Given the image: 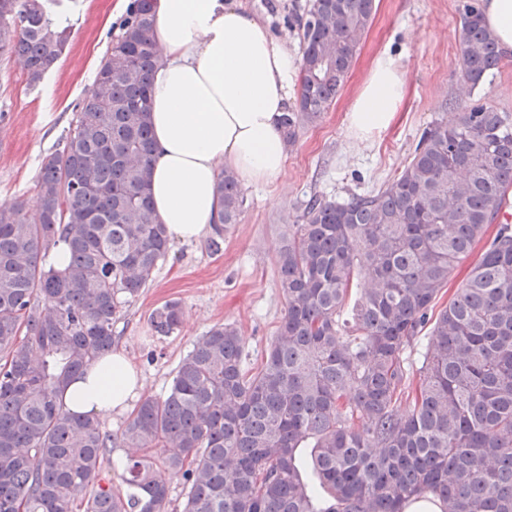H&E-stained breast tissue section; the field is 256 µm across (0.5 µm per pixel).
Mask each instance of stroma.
<instances>
[{
  "mask_svg": "<svg viewBox=\"0 0 512 512\" xmlns=\"http://www.w3.org/2000/svg\"><path fill=\"white\" fill-rule=\"evenodd\" d=\"M308 2L242 0L293 47L299 44L294 16ZM459 2L376 0L372 23L336 102L302 131L277 179L244 188L241 221L225 234L222 252L210 254L202 242H172L149 288L113 327L114 345L140 371L145 395L162 394L197 338L218 323L239 326L247 367L259 365L285 308L276 272L281 234L286 225L297 223L310 195L344 201L379 190L400 174L428 125L473 102L512 113V51L483 86L469 94L460 89ZM115 3L80 0L70 16L69 47L39 90L27 89L19 61L0 59V203L33 200L41 160L68 133L74 107L87 96L106 53L109 31L123 18ZM384 52L398 57L403 66L404 103L392 125L372 142H352L346 109L371 61ZM171 299L182 303V325L174 336L160 338L153 334L148 315Z\"/></svg>",
  "mask_w": 512,
  "mask_h": 512,
  "instance_id": "stroma-1",
  "label": "stroma"
}]
</instances>
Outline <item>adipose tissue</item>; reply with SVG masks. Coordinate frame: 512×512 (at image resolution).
Returning a JSON list of instances; mask_svg holds the SVG:
<instances>
[{
  "mask_svg": "<svg viewBox=\"0 0 512 512\" xmlns=\"http://www.w3.org/2000/svg\"><path fill=\"white\" fill-rule=\"evenodd\" d=\"M153 39L163 58L151 76V198L170 238L199 242L211 229L222 170L241 185L275 180L287 151L279 118L300 84L301 56L240 0H155ZM405 97L400 61L372 62L347 108L352 137L369 142L394 121ZM143 389L136 366L114 349L67 387L72 412L123 414Z\"/></svg>",
  "mask_w": 512,
  "mask_h": 512,
  "instance_id": "1",
  "label": "adipose tissue"
}]
</instances>
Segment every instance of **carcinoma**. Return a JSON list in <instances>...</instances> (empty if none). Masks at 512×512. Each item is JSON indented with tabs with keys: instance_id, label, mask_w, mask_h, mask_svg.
Returning <instances> with one entry per match:
<instances>
[{
	"instance_id": "obj_1",
	"label": "carcinoma",
	"mask_w": 512,
	"mask_h": 512,
	"mask_svg": "<svg viewBox=\"0 0 512 512\" xmlns=\"http://www.w3.org/2000/svg\"><path fill=\"white\" fill-rule=\"evenodd\" d=\"M62 4L0 0V57L21 60L31 90L68 46ZM374 11L375 0H309L296 16L301 89L281 118L286 147L336 100ZM459 15L471 91L504 55L477 0ZM154 25V0H131L93 92L41 162L33 204L0 203V512H169L175 478L187 487L180 512H406L427 495L441 512H512V224L497 223L512 115L485 104L433 122L378 191L302 204L277 257L286 307L256 370L225 322L118 435L65 408V386L112 348L114 324L170 250L149 195ZM215 195L218 254L245 198L226 169ZM61 243L63 271L47 263ZM181 318L169 300L149 324L170 336ZM118 443L131 452L116 488L102 471ZM480 248L481 247L478 246L475 249V253L473 254V256H471L469 259H467L465 262L461 263L459 266L455 268L453 275L448 279V286L444 288L442 294L440 295V299L438 300V303L436 305V310H440L446 305H448V299L454 293L456 288H458L466 279L470 267L472 263L475 261L476 256L480 251Z\"/></svg>"
}]
</instances>
